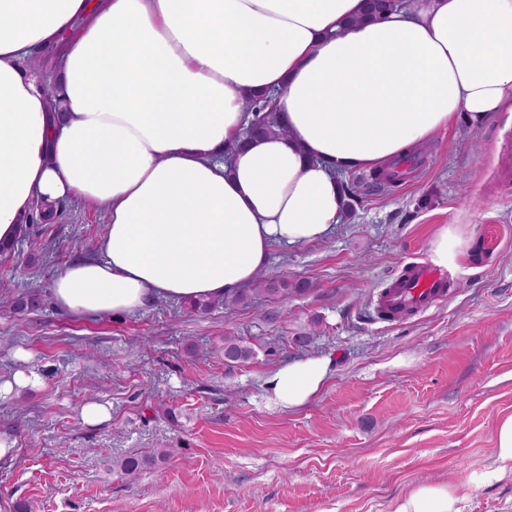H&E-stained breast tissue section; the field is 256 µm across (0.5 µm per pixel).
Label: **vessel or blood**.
I'll return each mask as SVG.
<instances>
[{"instance_id": "1", "label": "vessel or blood", "mask_w": 512, "mask_h": 512, "mask_svg": "<svg viewBox=\"0 0 512 512\" xmlns=\"http://www.w3.org/2000/svg\"><path fill=\"white\" fill-rule=\"evenodd\" d=\"M448 290L441 271L434 266L417 265L388 288L384 307L402 313L422 312L446 301Z\"/></svg>"}]
</instances>
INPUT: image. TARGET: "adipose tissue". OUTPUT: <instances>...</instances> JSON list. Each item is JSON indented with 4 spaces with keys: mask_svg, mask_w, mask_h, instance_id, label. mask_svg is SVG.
Segmentation results:
<instances>
[{
    "mask_svg": "<svg viewBox=\"0 0 512 512\" xmlns=\"http://www.w3.org/2000/svg\"><path fill=\"white\" fill-rule=\"evenodd\" d=\"M366 0H0V243L36 205L107 211L101 257L51 288L63 313H132L157 298L216 299L252 283L273 244L325 239L344 213L338 173L431 143L458 112H512V0H403L376 23ZM52 46L64 111L27 64ZM277 91L288 133L244 143L254 97ZM298 359L267 384L284 409L326 386ZM495 467L512 470V415ZM445 483L394 512H462Z\"/></svg>",
    "mask_w": 512,
    "mask_h": 512,
    "instance_id": "1",
    "label": "adipose tissue"
}]
</instances>
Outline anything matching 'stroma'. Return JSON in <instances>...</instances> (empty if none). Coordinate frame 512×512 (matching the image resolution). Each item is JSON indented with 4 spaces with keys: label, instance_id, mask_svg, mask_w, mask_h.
<instances>
[{
    "label": "stroma",
    "instance_id": "stroma-1",
    "mask_svg": "<svg viewBox=\"0 0 512 512\" xmlns=\"http://www.w3.org/2000/svg\"><path fill=\"white\" fill-rule=\"evenodd\" d=\"M393 191L369 169L340 176L357 200L324 240L274 246L267 273L310 282L308 294L190 312L158 299L129 314L74 318L50 302L55 278L98 255L104 207L56 205L34 224L35 248L0 257V295L33 288L34 313L0 309V376L31 355L41 389L0 398V433L16 439L0 465V512H393L428 481L458 488L464 512H512V472L480 489L469 474L495 462V427L512 414V114L482 126L465 113L416 153ZM463 241L448 300L384 321L379 293L428 262L443 227ZM311 333L305 346L294 336ZM249 340L227 366L216 346ZM212 348L189 356L187 339ZM327 357L332 377L307 405L275 406L270 375ZM94 401L108 420L82 423ZM174 409L170 421L166 409ZM168 451L134 476L116 460ZM222 349L224 361L235 364L246 362L255 354L253 348L240 336H225Z\"/></svg>",
    "mask_w": 512,
    "mask_h": 512
}]
</instances>
